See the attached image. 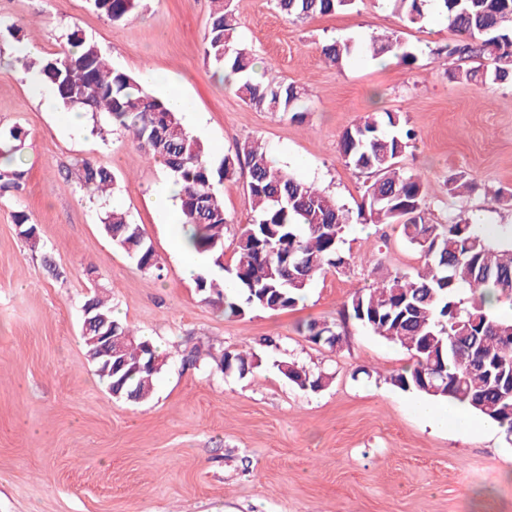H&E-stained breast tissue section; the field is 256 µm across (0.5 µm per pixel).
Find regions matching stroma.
<instances>
[{
    "label": "stroma",
    "mask_w": 512,
    "mask_h": 512,
    "mask_svg": "<svg viewBox=\"0 0 512 512\" xmlns=\"http://www.w3.org/2000/svg\"><path fill=\"white\" fill-rule=\"evenodd\" d=\"M232 6L258 78L307 87L303 121L245 105L206 60L210 0H141L118 25L86 0H0V131H25L27 171L22 190L0 199V512H512V444L500 429L432 428L412 407L416 393L383 381L410 355L367 330L349 326L338 348L297 330L336 320L376 265L423 267L398 225H348L350 268L327 270L294 309L226 319L170 247L175 229L154 202L165 169L121 132L66 134V109L36 98L17 59L21 48L51 56L80 30L152 95L178 86L203 117L195 133L212 160L259 140L277 165L352 209L366 177L346 167L340 136L368 114L396 113L416 133L400 164L421 176L430 221L463 207L512 240V207L489 200L512 191V87L449 79L431 53L451 37L441 15L419 28L381 0L304 21L272 0ZM372 35L400 37L416 62L363 52L337 67L321 54L331 40ZM81 159L118 175L109 203L142 226L161 274L103 232L97 201L67 178ZM458 173L475 192L449 195ZM17 211L37 225L38 246L20 235ZM95 295L167 354L151 400L113 399L87 361L82 307ZM197 348L246 349L258 365L241 376L187 361ZM288 359L331 374V385L299 390L277 369Z\"/></svg>",
    "instance_id": "stroma-1"
}]
</instances>
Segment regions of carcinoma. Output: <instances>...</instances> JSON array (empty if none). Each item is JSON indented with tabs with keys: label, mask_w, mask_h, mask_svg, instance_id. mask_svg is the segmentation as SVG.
Listing matches in <instances>:
<instances>
[{
	"label": "carcinoma",
	"mask_w": 512,
	"mask_h": 512,
	"mask_svg": "<svg viewBox=\"0 0 512 512\" xmlns=\"http://www.w3.org/2000/svg\"><path fill=\"white\" fill-rule=\"evenodd\" d=\"M91 6L118 25L139 7V0H89ZM214 8L205 34L204 54L224 72L239 99L250 107L302 118L298 104L307 96L296 83H264L254 77V62L237 33L231 0H212ZM276 8L297 20L353 8L357 0H275ZM405 26H422L434 9L448 22L457 40L436 51L446 60H488L473 68L449 73V78L512 86V0H382ZM372 58L397 51L411 65L416 60L399 39L370 37ZM357 50L354 41L333 40L322 48L325 60L339 66ZM52 87L63 107L91 114V132L120 130L160 162L181 186L179 209L192 228L195 250L225 269L234 288L201 276L196 289L206 304L228 319L256 312H277L296 306L314 279L328 269L341 270L355 262L343 250L346 227L357 221L398 224L407 242L424 258L414 273L377 266L372 284L352 292L339 311L340 322H309L298 326L315 344L342 346L340 325L353 320L376 336L406 350L409 368L386 377L402 391L433 399L466 402L481 418L495 423L512 443V318L485 307V292L512 302V242L490 238L466 210L448 214L443 223L426 217L423 182L399 166L415 135L399 115L372 113L344 130L340 152L348 167L366 174L362 203L352 211L339 200L293 172L274 165L256 140H247L224 154L217 164L207 158L204 142L183 126L166 102L148 94L140 81L109 65L101 48L72 30L64 48L53 58L30 60ZM25 132L9 131L0 142V192L19 191L24 170L16 163ZM248 174L250 215L238 225L233 266L224 267V228L233 223L224 213L217 186ZM80 188L93 196L110 195L116 178L111 170L82 159L75 164ZM474 190L459 175L448 180V194L462 197ZM20 234L37 243L38 228L17 211ZM103 231L136 262L139 269L160 273L163 266L140 225L114 209L100 218ZM469 292L463 299L462 292ZM95 313L106 318L112 335L128 336L115 373L94 361L112 397L148 401L168 356L153 349L150 364L145 347L150 340L115 318L112 306L95 296ZM254 355L226 352L217 367L243 375L254 368ZM280 374L302 391L326 388L332 377L294 361L277 365Z\"/></svg>",
	"instance_id": "carcinoma-1"
}]
</instances>
